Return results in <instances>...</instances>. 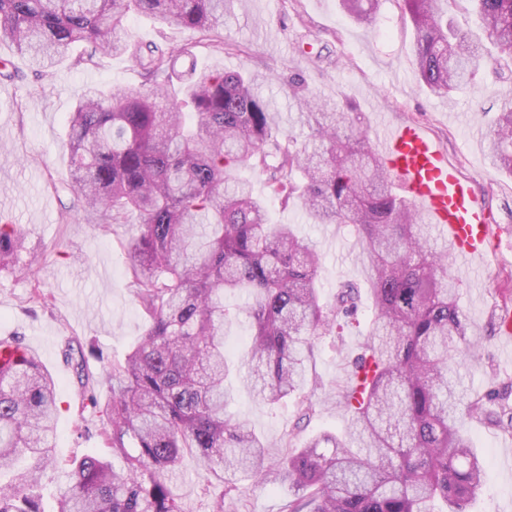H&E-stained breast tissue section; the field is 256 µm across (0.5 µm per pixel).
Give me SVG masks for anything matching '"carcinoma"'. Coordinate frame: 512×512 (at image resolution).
Wrapping results in <instances>:
<instances>
[{
  "label": "carcinoma",
  "mask_w": 512,
  "mask_h": 512,
  "mask_svg": "<svg viewBox=\"0 0 512 512\" xmlns=\"http://www.w3.org/2000/svg\"><path fill=\"white\" fill-rule=\"evenodd\" d=\"M478 14L489 43L448 19L447 0H403L416 31L424 86L448 96L475 80L485 59L512 64V0H452ZM234 0H0V34L35 73L65 61L94 66L102 55L129 54L137 86H87L78 94L63 144L77 211L135 233L124 259L147 329L125 360L112 365L107 415L109 457L69 464L55 512H180L170 482L182 455L198 454L219 478L215 512L251 476L272 468L263 440L227 412L231 372L225 340L234 325L225 301L246 294L252 334L240 382L269 406L299 396L313 339L357 313L361 289L343 284L329 308L319 300L321 258L294 224H272L250 181L265 176L270 195L301 203L313 224H349L366 253L375 315L371 342L355 364L371 379L342 391L343 432H323L276 471L291 497L283 512H468L485 465L458 428L460 414L512 435V390L473 396L448 375V360L474 350L458 286L432 248L435 226L399 194L369 146L360 114L296 97L304 141L282 130L263 95L272 74L240 69H177L175 49L142 51L125 40L126 22L145 13L191 28L224 51L219 28ZM359 24L375 20V0H340ZM190 111L185 112L183 108ZM490 157L512 176V106L487 132ZM25 249L22 234L0 226V261ZM83 399L97 403L85 359L77 362ZM56 383L31 351L0 350V512H44L39 489L58 465L52 441Z\"/></svg>",
  "instance_id": "1"
}]
</instances>
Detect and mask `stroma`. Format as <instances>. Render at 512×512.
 I'll return each mask as SVG.
<instances>
[{"label": "stroma", "mask_w": 512, "mask_h": 512, "mask_svg": "<svg viewBox=\"0 0 512 512\" xmlns=\"http://www.w3.org/2000/svg\"><path fill=\"white\" fill-rule=\"evenodd\" d=\"M223 33L228 48L217 52L194 30L134 14L126 39L141 48L156 43L189 49L190 57L178 63L182 69L194 59L214 73L244 62L274 71L277 79L263 93L278 110L282 127L297 137L305 132L289 119L294 110L288 89L292 79L301 93L345 103L361 113L369 137L377 136L379 123L414 122L440 144L490 214L484 254L469 266L448 264L449 273L460 281L459 303L483 346L481 354H463L450 367L476 394L511 385L512 345L498 339L496 315L501 308H512V177L492 164L486 133L502 105L512 102V74L489 68L451 97L428 92L419 79L416 32L402 0H379L370 26L347 17L339 0H237ZM2 59L8 65L0 67V224L15 225L28 250L18 256L14 269L0 270V336L19 337L56 380L59 414L53 445L60 466L42 479V506L54 512L68 482V462L104 453L110 429L106 409L112 398L110 388L99 381L96 404L85 402L76 371L62 352L70 344L96 346L101 356L88 360L87 369L99 380L112 363L124 359L147 324L128 288V230L90 224L76 215L73 193L61 188L69 177L61 146L82 88L136 85L142 77L129 56L117 55L89 68L64 64L39 80L27 57L5 37H0ZM244 176L255 194L266 199L271 222L297 225L316 246L322 259L323 305H333L339 283H364L366 257L355 230L310 223L300 205L284 206L272 198L258 172L248 170ZM366 343L363 325L315 340L305 390L315 411L299 429L294 426L295 401L268 406L229 377L233 399L228 410L248 420L266 440L270 465L279 464L313 435L345 428L339 394ZM459 426L487 463L471 512H512V436L465 417ZM172 487L181 512H213L216 481L199 469L192 452L184 453ZM289 495L287 485L257 487L245 479L226 507L228 512H281Z\"/></svg>", "instance_id": "1"}]
</instances>
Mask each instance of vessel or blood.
Returning <instances> with one entry per match:
<instances>
[{
	"label": "vessel or blood",
	"mask_w": 512,
	"mask_h": 512,
	"mask_svg": "<svg viewBox=\"0 0 512 512\" xmlns=\"http://www.w3.org/2000/svg\"><path fill=\"white\" fill-rule=\"evenodd\" d=\"M379 148L390 175L420 206L427 223L447 238L455 260L465 264L482 254L489 235L487 210L438 142L422 126L406 123L386 129Z\"/></svg>",
	"instance_id": "b4317fda"
}]
</instances>
